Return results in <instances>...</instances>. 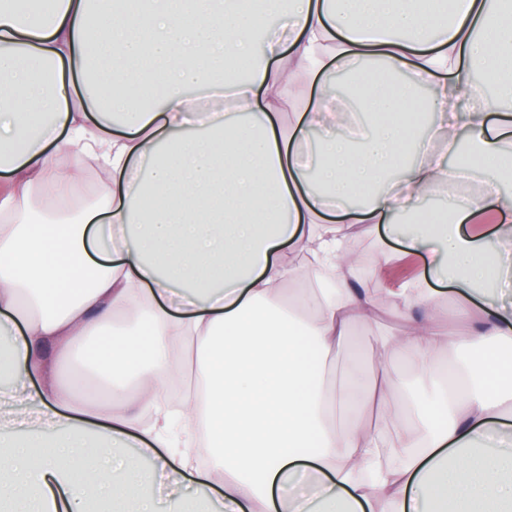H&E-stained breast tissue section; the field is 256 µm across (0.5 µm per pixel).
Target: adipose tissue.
Masks as SVG:
<instances>
[{"mask_svg": "<svg viewBox=\"0 0 512 512\" xmlns=\"http://www.w3.org/2000/svg\"><path fill=\"white\" fill-rule=\"evenodd\" d=\"M302 79L316 95L299 105ZM506 97L512 0H0V426L54 430L0 453V512H150L130 508V448L166 512H188L189 476L224 512H512L493 384L512 369V200L491 182L438 230L395 222L473 172L449 162L457 141L512 150ZM345 223L427 256L418 288H351ZM322 269L333 287L287 289ZM382 306L403 332L369 388L337 398L321 363ZM457 341L483 359L438 361ZM401 358L435 395L388 432L343 421L392 403ZM94 434L105 452L84 451Z\"/></svg>", "mask_w": 512, "mask_h": 512, "instance_id": "adipose-tissue-1", "label": "adipose tissue"}]
</instances>
